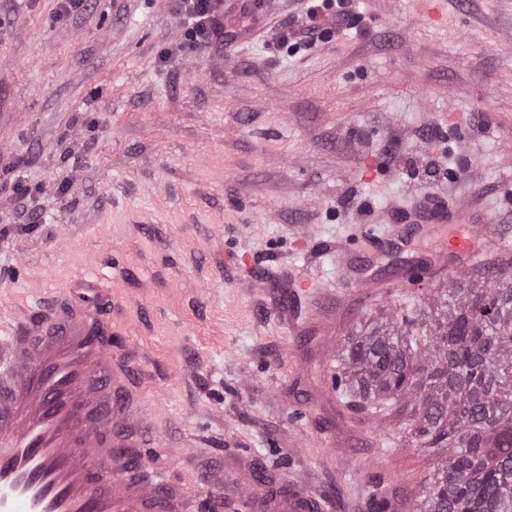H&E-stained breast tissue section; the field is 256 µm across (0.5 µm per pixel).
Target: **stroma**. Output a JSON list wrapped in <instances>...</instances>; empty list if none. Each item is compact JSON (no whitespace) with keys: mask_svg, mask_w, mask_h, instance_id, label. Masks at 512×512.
<instances>
[{"mask_svg":"<svg viewBox=\"0 0 512 512\" xmlns=\"http://www.w3.org/2000/svg\"><path fill=\"white\" fill-rule=\"evenodd\" d=\"M249 36L180 49L174 0H0V335L66 294L112 324L128 455L171 512H415L436 463L398 407L353 411L334 374L358 320L447 284L389 276L434 236L355 248L354 225L423 191L461 200L512 261V0H350L301 42L309 0H256ZM289 41H282V34ZM33 186L18 198L15 182ZM314 282L293 293L291 282ZM336 261L338 263V269L342 276V278L354 284L358 288H369L372 287L373 283L364 280V279H357L355 276V263L351 259L352 253L343 245V244H336Z\"/></svg>","mask_w":512,"mask_h":512,"instance_id":"stroma-1","label":"stroma"}]
</instances>
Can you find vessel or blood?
<instances>
[{
    "label": "vessel or blood",
    "instance_id": "b4317fda",
    "mask_svg": "<svg viewBox=\"0 0 512 512\" xmlns=\"http://www.w3.org/2000/svg\"><path fill=\"white\" fill-rule=\"evenodd\" d=\"M429 235L462 221L460 208L426 193L386 214ZM490 225L450 238L436 258L470 257ZM342 278L356 287L351 252L336 247ZM112 325L95 305L61 304L0 336V512H157L158 478L129 486L112 478V436L128 411L116 405L124 370L112 359Z\"/></svg>",
    "mask_w": 512,
    "mask_h": 512
}]
</instances>
